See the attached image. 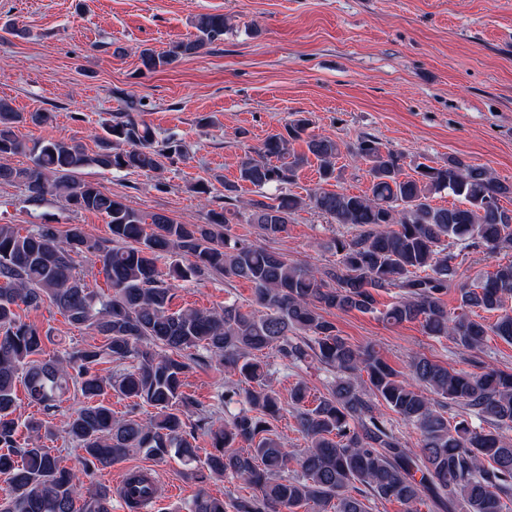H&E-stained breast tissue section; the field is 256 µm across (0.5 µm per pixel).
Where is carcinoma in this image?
Returning <instances> with one entry per match:
<instances>
[{
  "label": "carcinoma",
  "instance_id": "carcinoma-1",
  "mask_svg": "<svg viewBox=\"0 0 512 512\" xmlns=\"http://www.w3.org/2000/svg\"><path fill=\"white\" fill-rule=\"evenodd\" d=\"M193 27V37L162 52L140 50L143 69H166L224 39L226 21L220 13L201 14ZM141 112L142 102H126L102 126L98 150L90 154L64 140L28 146L17 125H43L51 115L16 112L0 99V183L24 187L34 204L59 197L75 211L97 212L111 232L108 240L92 241L78 224L63 237L52 224L25 235L0 224V448L6 449L0 472L9 478L0 512H112V489L93 483V476L132 450L158 462L175 457L200 483L218 475L246 490L224 499L200 488L185 512H368L372 497L396 501L404 512H420L421 505L431 512H512V442L500 433L512 427V372L490 365L456 372L416 355L404 377L374 346L349 344L324 316L356 310L392 325L417 322L426 335L449 337L469 350L490 336L512 342V310L506 309L512 262L457 288V311L448 312L442 299L455 284L462 251L512 248V215L500 205L512 197V183L456 156L440 166L418 163L405 174L401 153L363 136L353 156L367 167V193L319 188L305 197L268 195L263 189L291 183L311 156L323 182L336 178L338 144L313 133L297 112L284 131L241 158L239 180L258 198L240 217L264 240L287 232L291 216L304 207L351 226L353 233L330 241L336 263L313 268L232 236L228 208L210 211L207 224H178L163 214L146 216L82 178L89 168L149 173L186 158L185 144L173 137L158 141ZM295 141L307 152H290ZM22 153L31 164L12 166L9 158ZM445 191L456 203L433 205ZM89 254L100 262L110 293L82 276L80 263ZM205 276L249 282L252 304L172 310V282ZM380 291L395 294L383 310L376 307ZM47 301L103 344L42 358L50 336L24 322L17 308L38 309ZM485 312L496 319L487 320ZM265 349L293 366L317 361L333 375L325 395L310 398L301 382L289 393L296 431L307 444L291 473L293 454L272 427L282 401L270 365L257 357ZM104 359L116 367L109 377L95 371ZM196 367L224 374L214 402L205 406L183 391ZM19 383L47 414L70 391L83 399L66 429L79 470L62 467L54 449L41 444L50 433L44 421L16 416ZM110 392L149 405L153 415H114L103 400ZM440 397L485 425L451 422ZM383 407L420 433V448L405 447ZM197 433L210 444L200 468L191 466L197 451L190 438ZM126 485L141 498L159 495L147 472L129 473Z\"/></svg>",
  "mask_w": 512,
  "mask_h": 512
}]
</instances>
